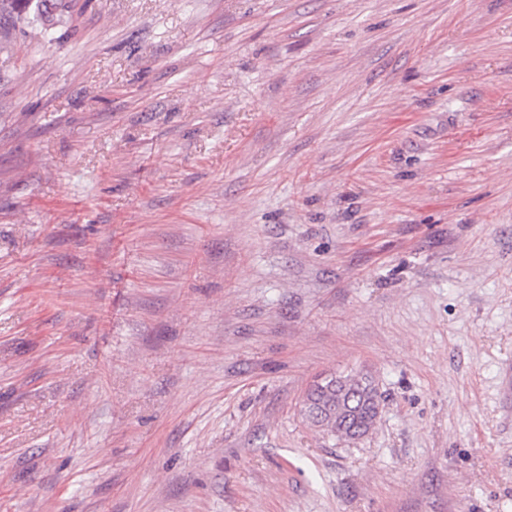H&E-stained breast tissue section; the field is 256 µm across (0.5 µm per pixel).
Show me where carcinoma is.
Here are the masks:
<instances>
[{
  "label": "carcinoma",
  "mask_w": 512,
  "mask_h": 512,
  "mask_svg": "<svg viewBox=\"0 0 512 512\" xmlns=\"http://www.w3.org/2000/svg\"><path fill=\"white\" fill-rule=\"evenodd\" d=\"M380 405L375 379L358 371L314 383L306 395L304 412L314 425L351 440L364 437L375 428Z\"/></svg>",
  "instance_id": "1"
}]
</instances>
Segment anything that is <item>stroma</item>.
Wrapping results in <instances>:
<instances>
[{
  "label": "stroma",
  "mask_w": 512,
  "mask_h": 512,
  "mask_svg": "<svg viewBox=\"0 0 512 512\" xmlns=\"http://www.w3.org/2000/svg\"><path fill=\"white\" fill-rule=\"evenodd\" d=\"M509 365L512 0L0 15V512H512ZM380 405L375 379L358 371L314 383L306 395L304 412L315 426L338 438L357 440L375 428Z\"/></svg>",
  "instance_id": "obj_1"
}]
</instances>
